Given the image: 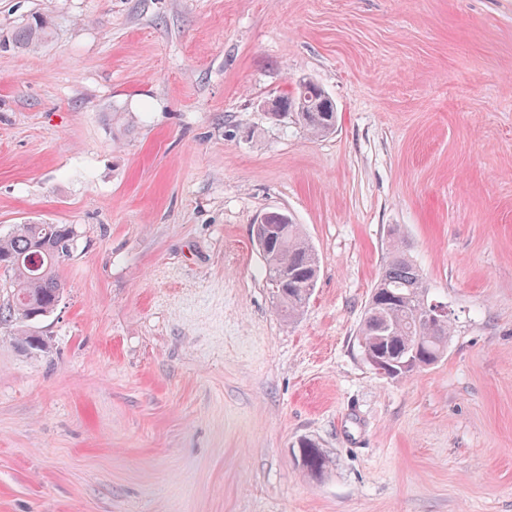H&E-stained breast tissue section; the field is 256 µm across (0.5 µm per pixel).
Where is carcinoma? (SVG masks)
Listing matches in <instances>:
<instances>
[{
	"label": "carcinoma",
	"mask_w": 512,
	"mask_h": 512,
	"mask_svg": "<svg viewBox=\"0 0 512 512\" xmlns=\"http://www.w3.org/2000/svg\"><path fill=\"white\" fill-rule=\"evenodd\" d=\"M51 33L48 20L33 15L11 38L0 41L1 49L30 50L45 42ZM283 113L313 137L335 132L337 113L332 99L314 81L295 85L294 91L278 98ZM269 237L259 246L267 283L272 288L277 310L290 319L301 312L316 286L319 257L300 225L286 212L266 213ZM78 231L74 224L29 222L18 224L0 237V268L10 273L0 301V325L16 320L33 323L51 314L64 290L59 267L75 249ZM423 275L402 244L391 250V259L380 272L364 308L357 340L391 360L416 345L419 356L414 368H426L444 355L451 335L448 315L431 318ZM23 351L46 349L44 337L31 329L14 336ZM299 464L311 479H319L333 466L332 458L318 444L304 439L298 448Z\"/></svg>",
	"instance_id": "carcinoma-1"
}]
</instances>
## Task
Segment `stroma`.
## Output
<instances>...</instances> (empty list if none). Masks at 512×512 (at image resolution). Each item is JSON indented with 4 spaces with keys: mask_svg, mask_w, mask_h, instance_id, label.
<instances>
[{
    "mask_svg": "<svg viewBox=\"0 0 512 512\" xmlns=\"http://www.w3.org/2000/svg\"><path fill=\"white\" fill-rule=\"evenodd\" d=\"M35 14L0 51V236L79 239L47 352L0 327V512H512V0H0V40ZM303 77L328 137L263 108ZM271 211L320 260L292 322ZM397 239L452 333L393 380L356 332ZM51 33L48 20L41 15H32L28 21L16 29L11 38L0 41L1 49H25L30 50L45 42ZM298 447L299 464L310 479H320L332 468V458L312 440L304 439Z\"/></svg>",
    "mask_w": 512,
    "mask_h": 512,
    "instance_id": "obj_1",
    "label": "stroma"
}]
</instances>
